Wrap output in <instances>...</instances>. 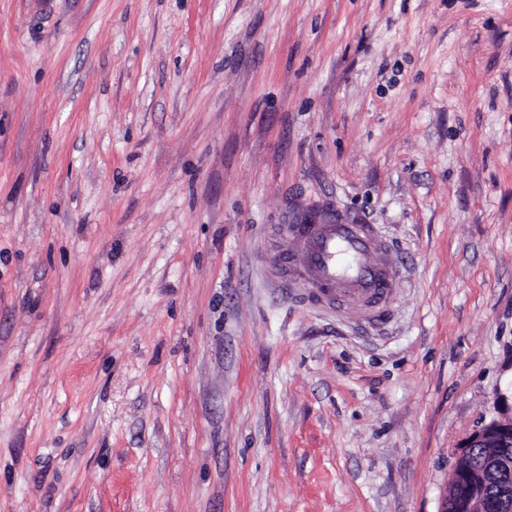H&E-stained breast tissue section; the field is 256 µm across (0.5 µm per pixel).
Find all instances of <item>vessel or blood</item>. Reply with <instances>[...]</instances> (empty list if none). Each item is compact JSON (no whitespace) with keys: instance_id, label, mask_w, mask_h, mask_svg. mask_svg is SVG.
<instances>
[{"instance_id":"vessel-or-blood-1","label":"vessel or blood","mask_w":512,"mask_h":512,"mask_svg":"<svg viewBox=\"0 0 512 512\" xmlns=\"http://www.w3.org/2000/svg\"><path fill=\"white\" fill-rule=\"evenodd\" d=\"M284 231L301 254L280 274L283 287L303 286L305 297L345 305L368 323L380 320L398 274L385 261L387 244L375 225L328 208L321 223L289 224Z\"/></svg>"}]
</instances>
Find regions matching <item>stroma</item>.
<instances>
[{"label": "stroma", "instance_id": "stroma-1", "mask_svg": "<svg viewBox=\"0 0 512 512\" xmlns=\"http://www.w3.org/2000/svg\"><path fill=\"white\" fill-rule=\"evenodd\" d=\"M511 387L512 0H0V512H440ZM318 215L304 213L301 224H285L283 231L301 246L299 260L282 272L283 287L304 286L302 295L328 306L345 305L361 320H380L397 281V271L385 261L387 244L375 224L334 209ZM346 287V288H344Z\"/></svg>", "mask_w": 512, "mask_h": 512}]
</instances>
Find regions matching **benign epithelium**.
<instances>
[{"label": "benign epithelium", "mask_w": 512, "mask_h": 512, "mask_svg": "<svg viewBox=\"0 0 512 512\" xmlns=\"http://www.w3.org/2000/svg\"><path fill=\"white\" fill-rule=\"evenodd\" d=\"M496 415L482 419L459 446L462 458L449 475L440 512H512V494L487 490L512 482V391L494 398ZM481 461L474 462L478 450Z\"/></svg>", "instance_id": "1"}]
</instances>
